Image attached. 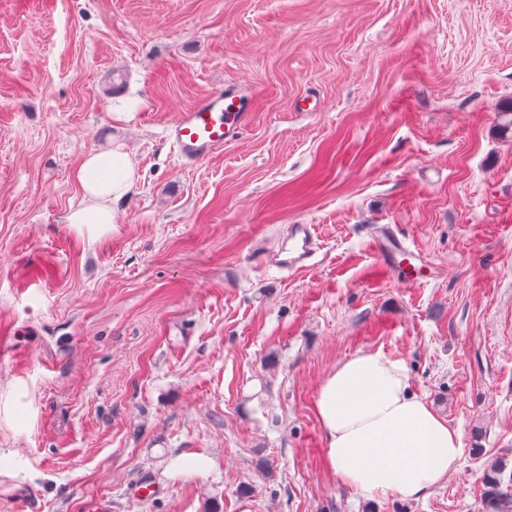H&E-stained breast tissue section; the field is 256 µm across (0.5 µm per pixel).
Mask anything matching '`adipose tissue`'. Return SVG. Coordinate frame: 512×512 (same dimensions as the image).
<instances>
[{
    "label": "adipose tissue",
    "instance_id": "1",
    "mask_svg": "<svg viewBox=\"0 0 512 512\" xmlns=\"http://www.w3.org/2000/svg\"><path fill=\"white\" fill-rule=\"evenodd\" d=\"M75 177L84 193L69 223L109 227L135 188L137 163L124 145L87 154ZM315 411L329 469L367 496L419 498L456 470L459 433L416 394L406 368L378 352L340 362L321 381Z\"/></svg>",
    "mask_w": 512,
    "mask_h": 512
}]
</instances>
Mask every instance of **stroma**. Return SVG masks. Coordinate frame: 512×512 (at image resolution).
Wrapping results in <instances>:
<instances>
[{
  "instance_id": "obj_1",
  "label": "stroma",
  "mask_w": 512,
  "mask_h": 512,
  "mask_svg": "<svg viewBox=\"0 0 512 512\" xmlns=\"http://www.w3.org/2000/svg\"><path fill=\"white\" fill-rule=\"evenodd\" d=\"M220 88L257 111L186 165L167 128ZM511 110L512 0H0V512H490L486 469L512 477ZM115 141L139 181L98 236L67 221L74 172ZM294 224L322 243L302 271L272 261ZM374 224L436 276L380 272ZM360 351L461 435L425 497L326 464L315 395ZM146 477L160 493L132 495Z\"/></svg>"
}]
</instances>
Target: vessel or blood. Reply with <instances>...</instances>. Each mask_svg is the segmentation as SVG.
I'll list each match as a JSON object with an SVG mask.
<instances>
[{
	"instance_id": "obj_1",
	"label": "vessel or blood",
	"mask_w": 512,
	"mask_h": 512,
	"mask_svg": "<svg viewBox=\"0 0 512 512\" xmlns=\"http://www.w3.org/2000/svg\"><path fill=\"white\" fill-rule=\"evenodd\" d=\"M254 99L251 92L235 95L220 89L181 111L168 128V138L180 159L188 165L204 162L223 149L225 143L241 137L250 123ZM291 239L293 246L287 256L277 260V267L289 271L310 267L320 249L312 225H294ZM370 243L385 270L403 272L404 261L410 259L421 269L430 265L428 258L400 237L393 225H374Z\"/></svg>"
}]
</instances>
